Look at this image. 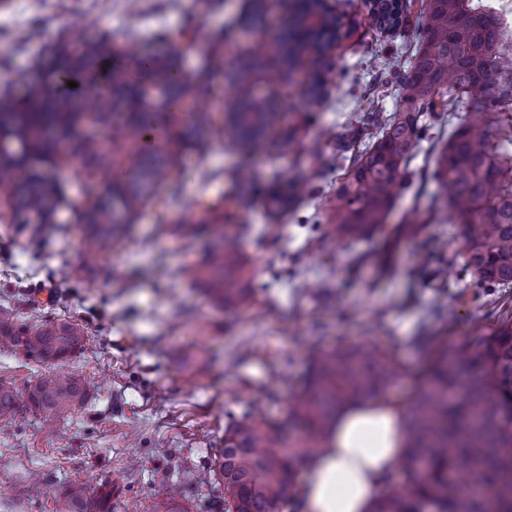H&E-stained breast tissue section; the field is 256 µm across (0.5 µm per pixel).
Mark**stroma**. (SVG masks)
<instances>
[{"label":"stroma","instance_id":"obj_1","mask_svg":"<svg viewBox=\"0 0 512 512\" xmlns=\"http://www.w3.org/2000/svg\"><path fill=\"white\" fill-rule=\"evenodd\" d=\"M327 6L341 21L332 51L309 49L294 68L259 67L251 75L259 97L284 94L288 104L277 115V140L252 160L253 182L245 186L233 178L242 157L221 137L235 104L234 71L292 26L293 14L269 8L258 28L248 21L254 0H10L0 8V48L10 58L0 86L12 84L19 96L54 69L48 49L61 40L108 36L116 51L154 57L177 47L192 75L205 55H224L223 68L207 76L217 106L210 148L193 154L179 112L158 133L171 153L193 155L176 171L192 209L159 190L128 217L123 241L88 259L90 183L78 163L59 156L42 168L64 194L54 212L57 232L33 245L30 230L0 223V298L23 320L82 323L85 347L66 367L94 386L67 419L48 418L28 400L45 365L0 347V384L18 394L13 417L0 420V512H57L70 483L94 490L105 481L119 489L113 512H156L169 492L177 512H215L218 485L186 482L183 473L203 469L223 447L225 429L254 410L299 443L306 430L289 422L288 408L311 351L360 341L387 350L400 375L384 397L402 407L425 383L439 340L474 342L512 312V286L481 296L464 290L462 228L429 218L436 192L429 148L409 164L413 176L427 178L423 196L403 190L388 218L394 226L416 210L423 224L400 240L388 271L359 262L383 246L384 235L332 241L315 231L338 185L336 142L357 108L355 91H371L375 106L394 112L395 93L377 78L389 57L410 56L421 28L413 16L384 36L369 0ZM24 70L28 83H16ZM299 175L323 196H304L273 218L271 194ZM225 222L246 227L236 249L254 268L245 281L249 308L219 307L189 272L205 258L208 225ZM27 292L37 308L24 303Z\"/></svg>","mask_w":512,"mask_h":512}]
</instances>
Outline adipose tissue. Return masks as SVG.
<instances>
[{
    "mask_svg": "<svg viewBox=\"0 0 512 512\" xmlns=\"http://www.w3.org/2000/svg\"><path fill=\"white\" fill-rule=\"evenodd\" d=\"M405 446L400 407L375 399L345 408L307 462L305 512H370Z\"/></svg>",
    "mask_w": 512,
    "mask_h": 512,
    "instance_id": "ef3b65f1",
    "label": "adipose tissue"
}]
</instances>
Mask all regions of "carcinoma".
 <instances>
[{"label":"carcinoma","mask_w":512,"mask_h":512,"mask_svg":"<svg viewBox=\"0 0 512 512\" xmlns=\"http://www.w3.org/2000/svg\"><path fill=\"white\" fill-rule=\"evenodd\" d=\"M378 30L391 33L417 11L423 39L411 55L409 69L394 59L387 63L389 82L398 87V106L389 116L371 109L349 118L348 136L336 149L368 140L350 157L343 182L336 187L325 238L358 241L386 223L404 186L402 173L411 159L431 143L436 168V209L464 228L462 267L474 288L512 285V55L501 49L512 31L500 17L473 0H373ZM309 33L294 26L288 33L284 61L303 50ZM53 52L59 66L44 83L28 86L26 98L0 91V133L17 143L20 154L0 157V199L13 224H33L32 238L56 232L47 215L61 201L58 186L31 173L24 190H11L18 168L54 159L58 145L76 140L73 160L101 187L94 196L87 241L90 252L102 253L123 239L127 225L115 218L113 200L128 213L140 209L161 187L185 208L171 173L189 157L165 159L158 146L147 156L143 138L163 112L192 106L186 115L187 135L196 150L207 149L212 113L198 103L210 95L209 85L182 69L180 55L154 57L149 73L158 101L149 102L139 80L137 54L113 58L112 40L91 42L75 53L67 42ZM251 66L241 67L235 81L240 107L229 113L224 137L243 155L263 153L274 141L275 113L255 98ZM77 87L67 86V82ZM448 122L441 140L422 124L426 115ZM458 122H452V118ZM101 133L76 137L78 120ZM496 125L499 145L490 138ZM127 143L131 151L127 183L113 187L112 147ZM310 193L306 180L292 183V192L273 199L284 214L297 194ZM240 224H219L215 234L224 247L211 251L208 264L193 270L220 305L244 306L251 293L244 287L247 262L228 245L241 235ZM85 328L72 321H18L15 309L0 305V341L26 358L52 366L29 389L32 407L64 418L81 407L93 386L82 375L64 369V362L82 349ZM311 376L296 396L290 416L302 422V445H288L281 431L257 419L236 421L224 431L207 470L187 479L215 483L224 489L217 512H273L294 488L301 460L321 448V440L344 407L381 397L397 377L399 366L370 343L338 345L310 356ZM17 393L0 385V418L13 414ZM407 445L401 461L403 489H387L374 499L371 512H512V318L498 322L477 344L441 348L433 360L430 385L405 409ZM60 512H112V491L89 492L74 482L65 492Z\"/></svg>","instance_id":"obj_1"}]
</instances>
